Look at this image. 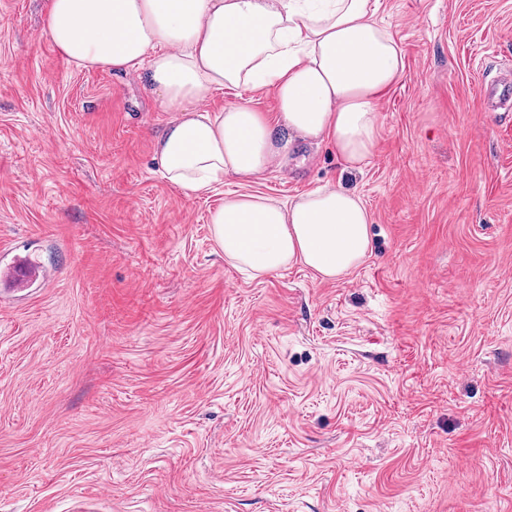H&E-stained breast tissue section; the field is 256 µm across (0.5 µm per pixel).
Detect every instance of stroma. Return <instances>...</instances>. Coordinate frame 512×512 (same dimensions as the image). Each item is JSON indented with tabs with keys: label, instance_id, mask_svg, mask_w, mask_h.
<instances>
[{
	"label": "stroma",
	"instance_id": "35a3bbf8",
	"mask_svg": "<svg viewBox=\"0 0 512 512\" xmlns=\"http://www.w3.org/2000/svg\"><path fill=\"white\" fill-rule=\"evenodd\" d=\"M49 0H0V512H512V0H380L401 80L346 170L328 147L189 198L173 118L78 70ZM359 193L370 250L253 279L209 216L230 192ZM47 276L48 273L46 271L41 270L39 267H36L33 264L22 260L21 258L14 260V262H12L9 266H6V268L1 271V278H7L12 282L10 288L1 289V308L7 305V302L4 298L5 292H20L27 290L31 282H36L38 279L46 278Z\"/></svg>",
	"mask_w": 512,
	"mask_h": 512
}]
</instances>
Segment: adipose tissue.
<instances>
[{"label": "adipose tissue", "mask_w": 512, "mask_h": 512, "mask_svg": "<svg viewBox=\"0 0 512 512\" xmlns=\"http://www.w3.org/2000/svg\"><path fill=\"white\" fill-rule=\"evenodd\" d=\"M379 0H49L45 28L79 70L139 73L174 118L154 143L185 196L231 176L250 183L303 141L360 169L380 137L377 106L404 73L377 20ZM273 89L276 117L245 103L210 111L221 91ZM229 263L259 277L300 263L334 280L365 258L371 214L334 185L289 201L231 194L210 215Z\"/></svg>", "instance_id": "1"}]
</instances>
